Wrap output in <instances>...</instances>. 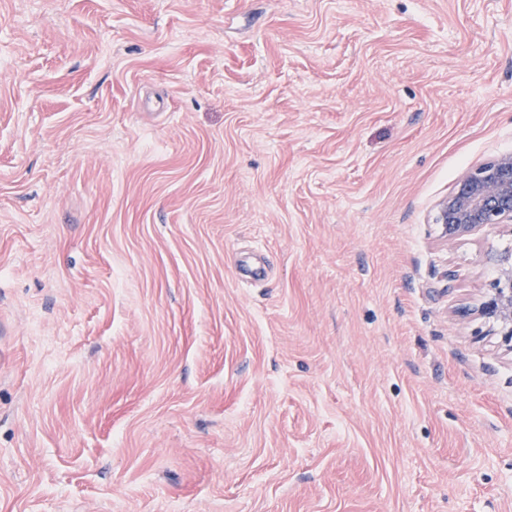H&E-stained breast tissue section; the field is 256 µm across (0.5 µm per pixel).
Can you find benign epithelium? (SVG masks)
I'll return each instance as SVG.
<instances>
[{"label": "benign epithelium", "instance_id": "benign-epithelium-1", "mask_svg": "<svg viewBox=\"0 0 512 512\" xmlns=\"http://www.w3.org/2000/svg\"><path fill=\"white\" fill-rule=\"evenodd\" d=\"M433 223L441 238L455 242L488 226L512 223V154L483 163L463 175L436 206ZM500 275L476 313L489 332L512 352V250L496 255Z\"/></svg>", "mask_w": 512, "mask_h": 512}]
</instances>
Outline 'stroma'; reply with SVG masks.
Here are the masks:
<instances>
[{
  "mask_svg": "<svg viewBox=\"0 0 512 512\" xmlns=\"http://www.w3.org/2000/svg\"><path fill=\"white\" fill-rule=\"evenodd\" d=\"M510 152L512 0H0V512H512ZM441 238L455 242L488 226L512 223V154L480 164L463 175L436 206ZM500 275L491 293L478 306L476 313L488 325L489 332L499 338L506 350L512 352V250L496 255Z\"/></svg>",
  "mask_w": 512,
  "mask_h": 512,
  "instance_id": "obj_1",
  "label": "stroma"
}]
</instances>
